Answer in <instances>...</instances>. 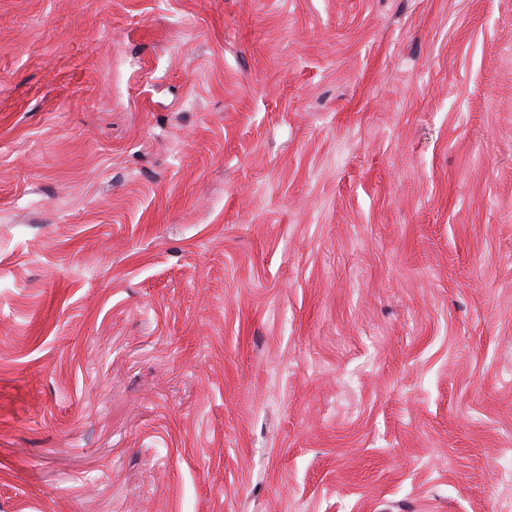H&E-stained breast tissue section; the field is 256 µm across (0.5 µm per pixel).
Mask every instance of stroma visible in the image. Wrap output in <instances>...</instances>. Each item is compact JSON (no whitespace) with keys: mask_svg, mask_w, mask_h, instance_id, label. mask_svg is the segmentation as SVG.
<instances>
[{"mask_svg":"<svg viewBox=\"0 0 512 512\" xmlns=\"http://www.w3.org/2000/svg\"><path fill=\"white\" fill-rule=\"evenodd\" d=\"M0 512H512V0H0Z\"/></svg>","mask_w":512,"mask_h":512,"instance_id":"stroma-1","label":"stroma"}]
</instances>
